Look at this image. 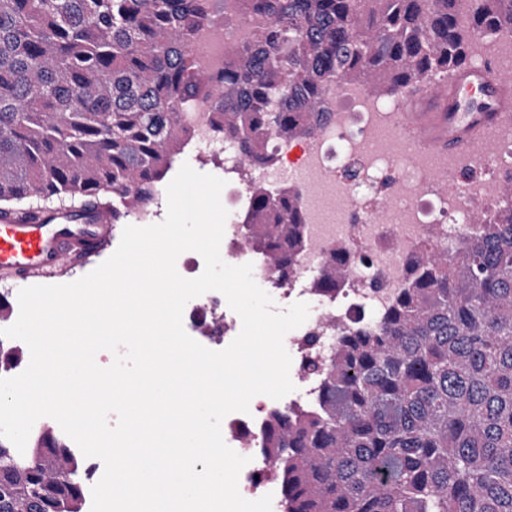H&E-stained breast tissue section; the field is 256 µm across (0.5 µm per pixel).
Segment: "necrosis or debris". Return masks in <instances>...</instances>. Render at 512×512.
<instances>
[{
	"label": "necrosis or debris",
	"mask_w": 512,
	"mask_h": 512,
	"mask_svg": "<svg viewBox=\"0 0 512 512\" xmlns=\"http://www.w3.org/2000/svg\"><path fill=\"white\" fill-rule=\"evenodd\" d=\"M243 7L244 0H212L196 34L193 54L215 77L223 76L235 48L250 39L246 24L224 25L225 16L236 19ZM324 98L328 118L316 134L268 137L269 165L242 159L230 148L212 158L223 166L226 181L225 262L252 264L256 283L273 294L279 308L298 301L310 306L306 322L284 337L294 391L279 400L255 396L249 413L233 412L224 419L225 443L250 459L239 475L241 495L255 500L273 494L274 512L283 507L275 496V465L256 450L271 412L305 408L316 396L320 378L306 371L305 363L326 359L352 320L378 321L400 289L408 287L421 250L429 246L437 252L465 241L472 219L501 208L498 188L512 177V123L489 133L472 159L455 161L415 147L405 130L404 109L393 96L375 97L361 85L334 80ZM186 110L191 136L185 153L221 142L209 96H200ZM260 179L283 180L297 196L304 245L281 273L269 268L246 234L251 186ZM335 257L346 260L350 275L337 288L320 287L319 273ZM183 327L197 342L223 349L242 323L225 297L210 291L186 304Z\"/></svg>",
	"instance_id": "obj_1"
}]
</instances>
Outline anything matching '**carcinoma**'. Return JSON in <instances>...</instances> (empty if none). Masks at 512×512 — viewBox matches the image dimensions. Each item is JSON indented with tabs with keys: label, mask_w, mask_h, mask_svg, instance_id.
I'll use <instances>...</instances> for the list:
<instances>
[{
	"label": "carcinoma",
	"mask_w": 512,
	"mask_h": 512,
	"mask_svg": "<svg viewBox=\"0 0 512 512\" xmlns=\"http://www.w3.org/2000/svg\"><path fill=\"white\" fill-rule=\"evenodd\" d=\"M205 2L0 0V203L92 198L115 223L149 207L207 85L218 129L258 162L267 134L317 129L330 80L408 96L477 33H512V0H249L262 20L214 84L192 56ZM474 223L309 364L312 406L269 416L286 512H512V212ZM247 230L282 270L301 245L294 198L255 188ZM348 275L334 260L320 278ZM42 437L55 445L27 460L0 446V512H81L77 462Z\"/></svg>",
	"instance_id": "1"
}]
</instances>
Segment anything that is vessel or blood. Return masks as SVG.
Wrapping results in <instances>:
<instances>
[{"label": "vessel or blood", "instance_id": "1", "mask_svg": "<svg viewBox=\"0 0 512 512\" xmlns=\"http://www.w3.org/2000/svg\"><path fill=\"white\" fill-rule=\"evenodd\" d=\"M409 131L420 146L452 157L470 155L488 132L512 120V72L484 58L459 66L405 104ZM116 232L109 213L92 202L0 208V279L46 280L100 252Z\"/></svg>", "mask_w": 512, "mask_h": 512}]
</instances>
